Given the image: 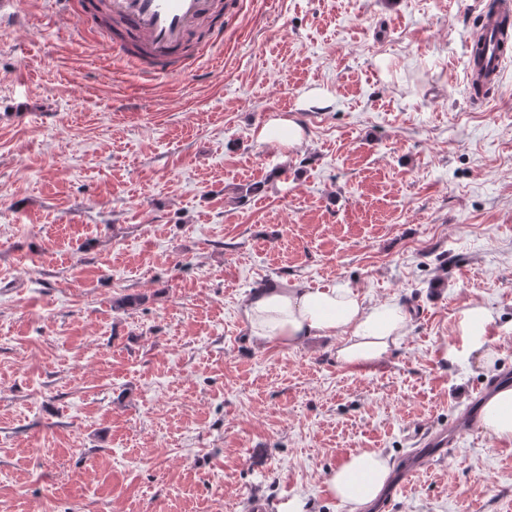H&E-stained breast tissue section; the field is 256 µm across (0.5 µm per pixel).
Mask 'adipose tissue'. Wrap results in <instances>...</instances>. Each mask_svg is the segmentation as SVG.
I'll list each match as a JSON object with an SVG mask.
<instances>
[{
    "label": "adipose tissue",
    "mask_w": 512,
    "mask_h": 512,
    "mask_svg": "<svg viewBox=\"0 0 512 512\" xmlns=\"http://www.w3.org/2000/svg\"><path fill=\"white\" fill-rule=\"evenodd\" d=\"M249 334L259 341L275 340L295 346L315 336L341 334L335 357L341 364L365 366L380 361L390 346L406 335L409 314L396 301L365 304L352 288L333 284L308 288L285 282L255 291L243 304ZM491 310L468 302L457 320L461 347H448V359L460 350H484ZM484 432L512 440V388L498 390L481 409ZM390 474L387 456L373 450L351 453L329 471L327 493L345 503L349 512H362L382 492Z\"/></svg>",
    "instance_id": "ef3b65f1"
}]
</instances>
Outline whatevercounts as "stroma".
Returning a JSON list of instances; mask_svg holds the SVG:
<instances>
[{
  "instance_id": "stroma-1",
  "label": "stroma",
  "mask_w": 512,
  "mask_h": 512,
  "mask_svg": "<svg viewBox=\"0 0 512 512\" xmlns=\"http://www.w3.org/2000/svg\"><path fill=\"white\" fill-rule=\"evenodd\" d=\"M490 0H233L199 74L143 82L54 0L0 23V512H348L360 449L447 456L366 512H512V440L469 431L512 388V62L465 82ZM304 133L258 138L271 118ZM397 300L383 359L251 338L281 281ZM141 295L117 310L116 297ZM493 312L451 360L459 311ZM455 441V436L447 427L441 428L438 431H422L417 438V446L415 450L410 453L411 460L405 465L400 473L398 479L394 484L390 493V498L394 497L399 491L407 488L413 477L420 471V469L428 462L434 461L436 458H442L448 451V444Z\"/></svg>"
}]
</instances>
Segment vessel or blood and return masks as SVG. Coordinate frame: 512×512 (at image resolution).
I'll return each instance as SVG.
<instances>
[{
  "label": "vessel or blood",
  "instance_id": "b4317fda",
  "mask_svg": "<svg viewBox=\"0 0 512 512\" xmlns=\"http://www.w3.org/2000/svg\"><path fill=\"white\" fill-rule=\"evenodd\" d=\"M227 9L226 0H106L107 14L126 35L119 38L103 28L98 42L105 50L134 58L144 75L184 74L223 44ZM57 16L63 23L74 16L86 23L92 19L85 0H58ZM506 16L512 18V0H500L499 12L486 16L475 32V39L486 43L491 62L487 68L468 70V83L482 88L498 83L506 61L504 49L497 45L498 29ZM454 440L453 432L445 427L421 432L394 491L407 488L426 463L444 457Z\"/></svg>",
  "mask_w": 512,
  "mask_h": 512
}]
</instances>
